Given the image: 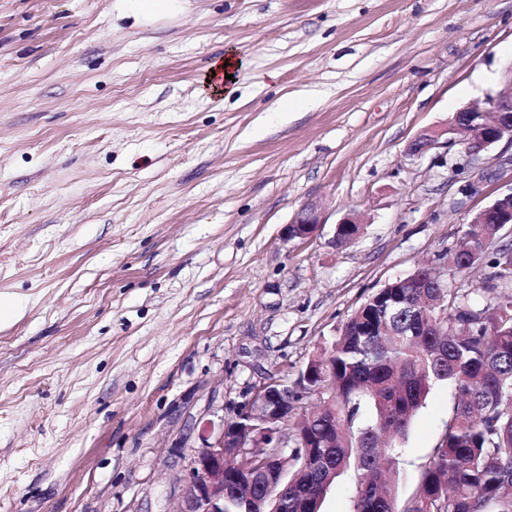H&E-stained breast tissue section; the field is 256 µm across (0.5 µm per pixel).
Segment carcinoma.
Listing matches in <instances>:
<instances>
[{
    "label": "carcinoma",
    "instance_id": "1",
    "mask_svg": "<svg viewBox=\"0 0 512 512\" xmlns=\"http://www.w3.org/2000/svg\"><path fill=\"white\" fill-rule=\"evenodd\" d=\"M500 224H465L448 249V271L484 260L480 280L438 288H381L310 359L303 382L317 403L288 418L298 447L288 478L263 480L254 448L251 481L226 478L224 512H320L335 479L355 473L353 512H512V245H489ZM449 381L455 404L419 466L416 492L401 500V443L432 385Z\"/></svg>",
    "mask_w": 512,
    "mask_h": 512
}]
</instances>
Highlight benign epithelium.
<instances>
[{"label": "benign epithelium", "mask_w": 512, "mask_h": 512, "mask_svg": "<svg viewBox=\"0 0 512 512\" xmlns=\"http://www.w3.org/2000/svg\"><path fill=\"white\" fill-rule=\"evenodd\" d=\"M503 89L486 99L484 111L498 116L494 129L475 123L478 109L466 107L451 119L448 132L455 133L463 126L472 127L463 142L465 153L476 160L490 146L506 139L512 142V63L502 71ZM512 225V192L496 199L476 213L470 223ZM320 224L317 207L308 205L301 209L293 221L286 225L288 240L311 236ZM303 389L294 384L284 385L277 378H270L261 386L238 420L221 428L214 442L198 450L181 490L182 507L178 512H224V470L229 448H284L288 441V416L298 410L296 396Z\"/></svg>", "instance_id": "1"}]
</instances>
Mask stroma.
Segmentation results:
<instances>
[{"label": "stroma", "instance_id": "35a3bbf8", "mask_svg": "<svg viewBox=\"0 0 512 512\" xmlns=\"http://www.w3.org/2000/svg\"><path fill=\"white\" fill-rule=\"evenodd\" d=\"M511 62L512 0H0V512H178L204 425L512 192L511 142L446 132ZM453 406L435 383L400 498ZM224 63H228V66L223 67ZM241 65V59H239L236 54L230 50H228L223 57L215 60L209 68V80H211V83L209 84L212 85L213 90L215 91L219 85L224 84V93L227 92L228 96H230L235 90V88L231 87L234 82H232V79H225V73L233 74V79H235L234 74L241 67ZM212 71H215V77H212ZM229 82L232 85L227 84ZM318 224L322 222L319 219L317 207L313 204L308 205L297 213L290 224L286 225L285 239L307 238L316 231Z\"/></svg>", "mask_w": 512, "mask_h": 512}]
</instances>
